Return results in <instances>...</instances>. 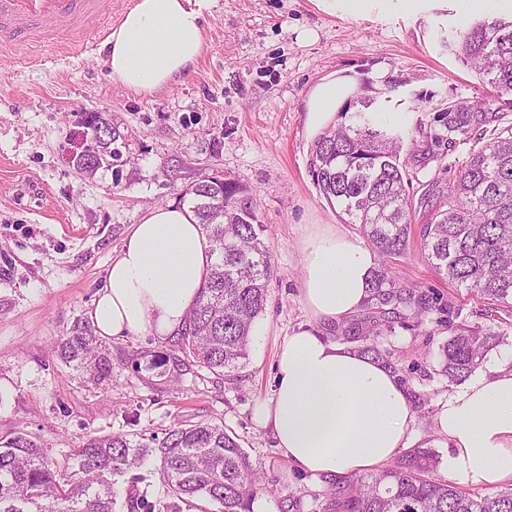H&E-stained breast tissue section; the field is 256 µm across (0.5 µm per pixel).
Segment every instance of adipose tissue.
Wrapping results in <instances>:
<instances>
[{
    "label": "adipose tissue",
    "instance_id": "obj_1",
    "mask_svg": "<svg viewBox=\"0 0 512 512\" xmlns=\"http://www.w3.org/2000/svg\"><path fill=\"white\" fill-rule=\"evenodd\" d=\"M213 0H135L107 45L110 77L143 96L190 72L206 49ZM347 84H320L305 125L319 134L349 98ZM300 297L310 322L285 336L273 391L253 409L292 468L319 477L377 469L408 447L414 413L383 361L324 334L366 305L375 253L357 236L320 224L304 238ZM210 256L185 206L149 210L132 225L92 304L97 335L176 336L204 283ZM448 440V474L492 488L512 484V365L493 364L440 402L434 419Z\"/></svg>",
    "mask_w": 512,
    "mask_h": 512
}]
</instances>
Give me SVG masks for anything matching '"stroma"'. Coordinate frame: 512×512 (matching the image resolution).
I'll return each mask as SVG.
<instances>
[{"instance_id":"35a3bbf8","label":"stroma","mask_w":512,"mask_h":512,"mask_svg":"<svg viewBox=\"0 0 512 512\" xmlns=\"http://www.w3.org/2000/svg\"><path fill=\"white\" fill-rule=\"evenodd\" d=\"M511 19L512 0H218L206 22V49L193 70L143 97L112 81L95 29L90 51L64 54L38 45L0 61V437H40L54 457L89 436H163L174 423L223 425L267 487L255 512H334L337 493L356 476L318 478L292 468L257 427L252 407L272 391L277 345L308 324L301 302V244L316 224L358 233L329 203L309 172L315 138L307 101L322 81L356 80L348 112L366 111L373 128L394 113L392 131L417 202L410 246L396 265L401 281L433 296L423 319L405 313L371 337L407 387L415 415L413 446L447 457L434 428L438 403L453 384L441 375L451 326L491 327L507 339L487 361L512 360V314L487 317L481 301L439 274L419 231L454 183L479 137L512 126V92L483 82L442 38L477 20ZM315 30V42L299 40ZM369 98L362 107L361 98ZM489 103L493 116L477 136L436 143L449 103ZM121 134V162L86 174L72 160L94 114ZM224 172L257 203L274 274L257 321L267 328L244 365L226 377L200 368L146 370L152 356L176 357L175 339L150 335L106 340L112 377L94 385L62 362L59 343L88 321L113 256L150 209L179 201L212 171ZM150 503L170 499L155 461L115 479L116 512L130 486Z\"/></svg>"}]
</instances>
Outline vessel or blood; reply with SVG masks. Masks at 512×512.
Returning <instances> with one entry per match:
<instances>
[{
	"mask_svg": "<svg viewBox=\"0 0 512 512\" xmlns=\"http://www.w3.org/2000/svg\"><path fill=\"white\" fill-rule=\"evenodd\" d=\"M112 0H0V50L21 41L48 42L59 34L80 38Z\"/></svg>",
	"mask_w": 512,
	"mask_h": 512,
	"instance_id": "b4317fda",
	"label": "vessel or blood"
}]
</instances>
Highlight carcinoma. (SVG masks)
Returning <instances> with one entry per match:
<instances>
[{
	"label": "carcinoma",
	"mask_w": 512,
	"mask_h": 512,
	"mask_svg": "<svg viewBox=\"0 0 512 512\" xmlns=\"http://www.w3.org/2000/svg\"><path fill=\"white\" fill-rule=\"evenodd\" d=\"M495 88L512 92V19L484 20L460 30L448 48ZM483 103H450L439 115L448 142L472 135L483 120ZM119 136L96 115L88 123L86 159L120 162ZM398 136L370 127L366 113L341 112V122L314 143L310 172L321 194L338 204L381 256L370 282L368 305L379 324L393 323L408 309L419 315L433 298L398 282L393 261L404 256L412 232L409 170L399 160ZM213 258L210 275L190 311L178 344L182 365L231 374L248 359L252 326L265 309L271 255L260 237L256 203L234 180L216 186L195 183L183 196ZM421 243L435 269L487 301V313L512 310V128L486 142L462 164L445 201L421 230ZM444 346L443 375L465 380L500 342L490 329L459 324ZM63 362L96 384L108 380L112 359L93 328L76 323L58 346ZM170 489L161 512H181L192 499L216 502L222 512H254L267 488L249 457L224 426L179 422L162 439L134 441L125 435L93 437L58 460L28 434L0 439V512H115L114 476L149 458ZM437 457L415 448L391 467L358 481L353 493L336 498L335 512H512V488L493 496L465 493L436 475ZM129 512H155L131 487Z\"/></svg>",
	"instance_id": "1"
}]
</instances>
